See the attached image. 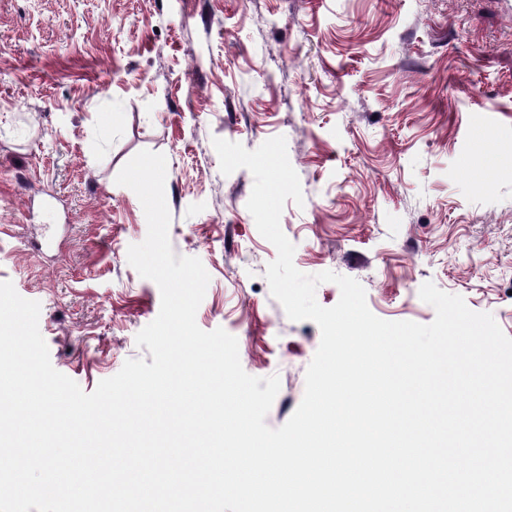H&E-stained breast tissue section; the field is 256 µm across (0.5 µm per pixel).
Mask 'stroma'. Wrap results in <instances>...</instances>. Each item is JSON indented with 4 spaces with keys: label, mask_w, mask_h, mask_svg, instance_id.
Masks as SVG:
<instances>
[{
    "label": "stroma",
    "mask_w": 512,
    "mask_h": 512,
    "mask_svg": "<svg viewBox=\"0 0 512 512\" xmlns=\"http://www.w3.org/2000/svg\"><path fill=\"white\" fill-rule=\"evenodd\" d=\"M282 136L304 203L280 219L306 274L359 281L387 321L431 323L433 282L512 337V17L502 0H0V282L41 305L53 367L85 392L130 358L158 286L129 264L147 222L121 168L167 159L175 255L210 276L196 313L300 405L320 344L265 272L276 248L222 174L221 138Z\"/></svg>",
    "instance_id": "obj_1"
}]
</instances>
